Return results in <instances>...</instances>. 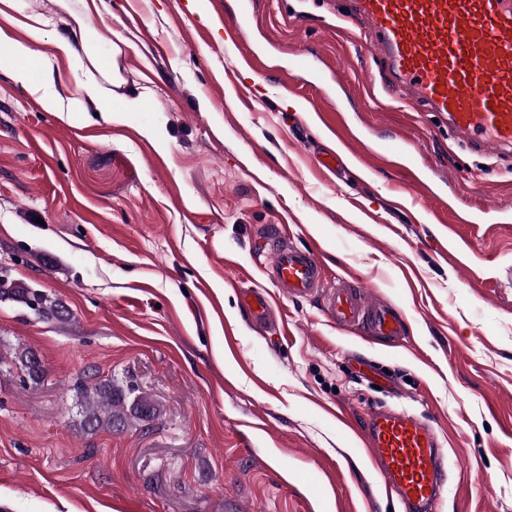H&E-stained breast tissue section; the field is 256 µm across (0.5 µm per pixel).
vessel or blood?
Wrapping results in <instances>:
<instances>
[{
  "instance_id": "obj_1",
  "label": "vessel or blood",
  "mask_w": 512,
  "mask_h": 512,
  "mask_svg": "<svg viewBox=\"0 0 512 512\" xmlns=\"http://www.w3.org/2000/svg\"><path fill=\"white\" fill-rule=\"evenodd\" d=\"M348 2L349 16L369 27L371 47L388 67L385 97L436 113L460 148L495 158L512 154V0ZM260 247L273 256L269 275L278 287L291 296L319 295L337 327L402 335L399 309L374 301L357 282L324 287L316 253L288 245L281 225L264 229ZM243 307L255 324L272 320L260 292H250ZM361 436L386 493L404 512H434L448 468L433 427L407 411L379 407Z\"/></svg>"
}]
</instances>
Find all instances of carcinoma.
Wrapping results in <instances>:
<instances>
[{
  "mask_svg": "<svg viewBox=\"0 0 512 512\" xmlns=\"http://www.w3.org/2000/svg\"><path fill=\"white\" fill-rule=\"evenodd\" d=\"M3 300L22 303L47 320L64 323L70 316L69 310L61 302L51 300L45 294L7 277L0 278V301ZM14 359L27 382L36 386L43 382L45 370L36 351L21 346L15 351ZM75 387L79 394L81 431L85 434L123 430L156 415V407L148 396L133 387L125 389L110 380H101L95 372H83Z\"/></svg>",
  "mask_w": 512,
  "mask_h": 512,
  "instance_id": "cac0c4a2",
  "label": "carcinoma"
}]
</instances>
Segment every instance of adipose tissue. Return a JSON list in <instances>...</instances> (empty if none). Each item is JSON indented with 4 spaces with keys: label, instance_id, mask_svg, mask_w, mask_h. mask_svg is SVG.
<instances>
[{
    "label": "adipose tissue",
    "instance_id": "1",
    "mask_svg": "<svg viewBox=\"0 0 512 512\" xmlns=\"http://www.w3.org/2000/svg\"><path fill=\"white\" fill-rule=\"evenodd\" d=\"M43 18H32L28 23L29 41L20 42L0 30V71L9 73L31 93L37 94L47 111H63L64 105L56 92L48 72L49 61L35 50V43L41 42L45 34Z\"/></svg>",
    "mask_w": 512,
    "mask_h": 512
}]
</instances>
